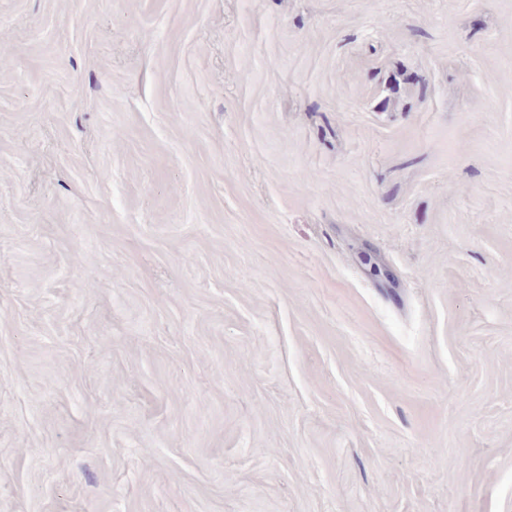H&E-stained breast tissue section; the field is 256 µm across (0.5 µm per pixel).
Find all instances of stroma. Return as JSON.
I'll list each match as a JSON object with an SVG mask.
<instances>
[{
	"label": "stroma",
	"instance_id": "stroma-1",
	"mask_svg": "<svg viewBox=\"0 0 512 512\" xmlns=\"http://www.w3.org/2000/svg\"><path fill=\"white\" fill-rule=\"evenodd\" d=\"M0 512H512V0H0Z\"/></svg>",
	"mask_w": 512,
	"mask_h": 512
}]
</instances>
